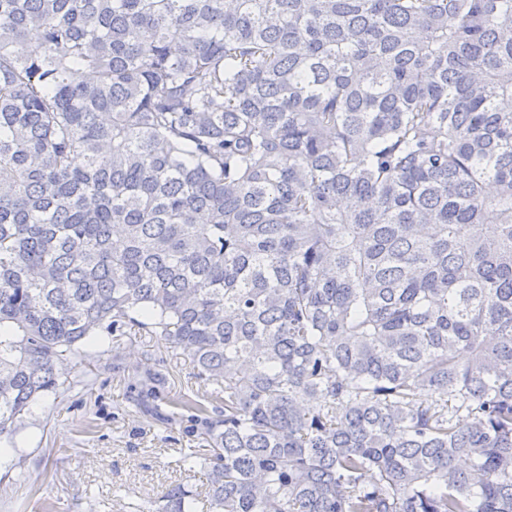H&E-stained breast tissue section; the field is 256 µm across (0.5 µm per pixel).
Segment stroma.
Returning a JSON list of instances; mask_svg holds the SVG:
<instances>
[{"label": "stroma", "instance_id": "1", "mask_svg": "<svg viewBox=\"0 0 512 512\" xmlns=\"http://www.w3.org/2000/svg\"><path fill=\"white\" fill-rule=\"evenodd\" d=\"M84 351L16 422L0 512H145L173 481L200 486L179 460L202 440L145 416L131 387L158 374L168 390L206 393L190 365L157 336H102Z\"/></svg>", "mask_w": 512, "mask_h": 512}]
</instances>
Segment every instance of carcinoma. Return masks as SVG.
<instances>
[{
	"mask_svg": "<svg viewBox=\"0 0 512 512\" xmlns=\"http://www.w3.org/2000/svg\"><path fill=\"white\" fill-rule=\"evenodd\" d=\"M506 99L512 0H0V440L143 333L206 512H512Z\"/></svg>",
	"mask_w": 512,
	"mask_h": 512,
	"instance_id": "carcinoma-1",
	"label": "carcinoma"
}]
</instances>
